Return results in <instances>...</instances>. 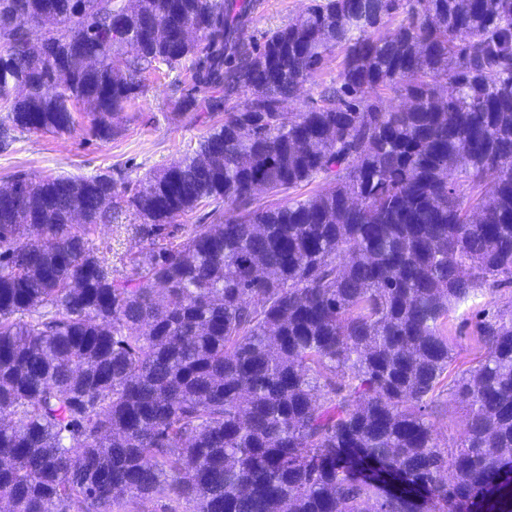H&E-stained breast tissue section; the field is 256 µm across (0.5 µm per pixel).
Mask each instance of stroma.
Masks as SVG:
<instances>
[{"label": "stroma", "instance_id": "stroma-1", "mask_svg": "<svg viewBox=\"0 0 512 512\" xmlns=\"http://www.w3.org/2000/svg\"><path fill=\"white\" fill-rule=\"evenodd\" d=\"M247 30L258 39L268 30L284 26L307 5L308 0H261ZM178 72H166L150 78L134 104L119 113L113 123L118 135L109 142H100L83 133L50 135L24 133L5 150H0V185L10 183L17 174L41 177L90 176L120 171L138 177L149 170H160L192 152L208 131L211 121H191L177 113L173 101L177 96ZM132 211H123L117 221L99 225L96 239L112 243L108 258L137 254L143 247L135 235ZM512 304V285L495 294H482L454 309L448 318L450 342L455 353L452 371L467 368L484 354L478 342L481 320ZM431 420L448 440L449 446L461 442L466 412L452 395L450 388H441Z\"/></svg>", "mask_w": 512, "mask_h": 512}]
</instances>
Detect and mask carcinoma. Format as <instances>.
Listing matches in <instances>:
<instances>
[{"instance_id": "carcinoma-1", "label": "carcinoma", "mask_w": 512, "mask_h": 512, "mask_svg": "<svg viewBox=\"0 0 512 512\" xmlns=\"http://www.w3.org/2000/svg\"><path fill=\"white\" fill-rule=\"evenodd\" d=\"M258 2L0 0V148L86 116L111 140L163 65L190 86L180 109L224 111L161 171L0 195V501L419 512L424 489L431 512H512V308L452 380L461 443L430 421L449 313L512 284V0H309L254 42ZM203 205L215 223H175ZM125 207L146 247L117 270L95 232Z\"/></svg>"}]
</instances>
